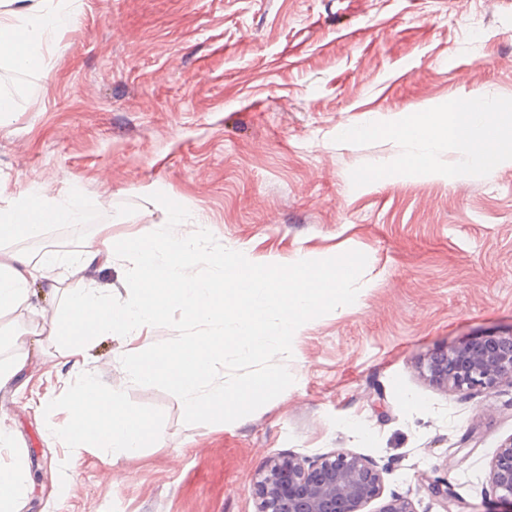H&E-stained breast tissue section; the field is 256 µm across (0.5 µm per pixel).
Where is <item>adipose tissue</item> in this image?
I'll return each instance as SVG.
<instances>
[{"label": "adipose tissue", "mask_w": 512, "mask_h": 512, "mask_svg": "<svg viewBox=\"0 0 512 512\" xmlns=\"http://www.w3.org/2000/svg\"><path fill=\"white\" fill-rule=\"evenodd\" d=\"M1 1L6 8L0 11V61L33 68L47 33L67 22L63 0L54 6L49 0ZM395 133L411 147L401 160L407 170L433 169L435 148L447 144L458 147L475 166L512 163V121L478 97L459 98L440 114L406 115ZM82 220L71 197L40 188L0 206V314L30 307L32 283L43 282L59 298L45 323L51 334L64 337L69 356L76 357L97 337L118 332L138 338L170 308H181L191 333L170 349L130 351L121 369L130 382H167L192 415L214 422L239 412L258 392L273 390L283 374L268 372L229 391L210 383L213 360L228 346L245 358L272 345L287 348L307 317L343 294L354 265L352 257L342 255L327 268L300 260L289 267L269 263L257 269L246 257L221 254L202 265L195 256L205 230L201 224L186 225L177 236L158 224L149 237L121 241L113 238L111 225L100 224L70 264L53 248L34 258L7 247L13 240L41 235L46 225ZM117 251L133 274L136 297L130 302L105 301L86 276L91 266L111 267ZM228 319L236 326L231 336L224 333ZM69 402V421L61 431L69 447L104 448L117 460L156 440L148 419L129 411L118 394H103L92 381L73 390Z\"/></svg>", "instance_id": "obj_1"}]
</instances>
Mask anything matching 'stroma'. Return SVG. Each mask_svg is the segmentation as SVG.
<instances>
[{
    "instance_id": "stroma-1",
    "label": "stroma",
    "mask_w": 512,
    "mask_h": 512,
    "mask_svg": "<svg viewBox=\"0 0 512 512\" xmlns=\"http://www.w3.org/2000/svg\"><path fill=\"white\" fill-rule=\"evenodd\" d=\"M68 14L42 65L0 66L17 103L0 123V186L69 188L84 221L15 249L71 256L100 224L178 235L171 205L208 226L200 259L358 263L351 299L315 313L287 352L225 349L215 383L288 376L220 425L165 382L124 383L127 337L69 358L39 316L1 315L0 363L25 365L0 388V425L30 466L20 512H257L266 459L339 448L374 462L385 496L415 512H496L489 461L512 439V382L452 392L421 368L512 331V165L471 171L442 147L439 174L402 173L409 146L391 130L464 96L512 111V0H70ZM366 124L384 135L343 137ZM376 169L382 180H366ZM87 374L153 421L156 446L116 461L64 444L67 394ZM434 480L452 509L425 490Z\"/></svg>"
}]
</instances>
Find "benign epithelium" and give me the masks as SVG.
<instances>
[{
    "label": "benign epithelium",
    "mask_w": 512,
    "mask_h": 512,
    "mask_svg": "<svg viewBox=\"0 0 512 512\" xmlns=\"http://www.w3.org/2000/svg\"><path fill=\"white\" fill-rule=\"evenodd\" d=\"M433 385L453 391L492 388L512 382V332L477 336L429 357L422 367ZM489 482L512 512V439L496 449L489 462ZM257 512H415L404 498L383 496V477L365 457L339 448L310 459L292 454L271 457L253 482Z\"/></svg>",
    "instance_id": "1"
}]
</instances>
